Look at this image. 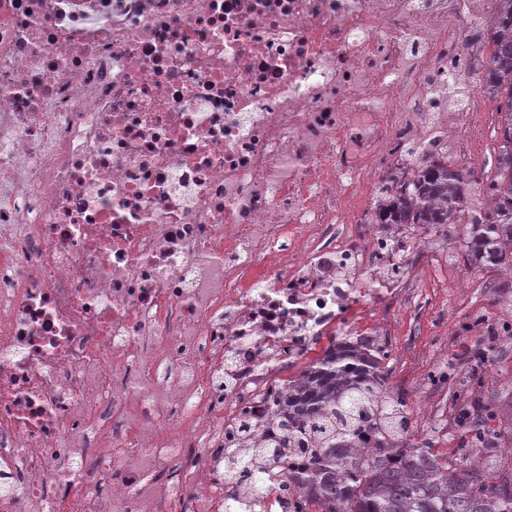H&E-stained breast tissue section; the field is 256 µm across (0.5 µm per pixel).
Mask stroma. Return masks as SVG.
I'll list each match as a JSON object with an SVG mask.
<instances>
[{
    "instance_id": "35a3bbf8",
    "label": "stroma",
    "mask_w": 512,
    "mask_h": 512,
    "mask_svg": "<svg viewBox=\"0 0 512 512\" xmlns=\"http://www.w3.org/2000/svg\"><path fill=\"white\" fill-rule=\"evenodd\" d=\"M425 239L435 262L432 275L449 282L454 267L463 263L464 236L443 226L428 230ZM506 311L512 312V272L495 273L487 285L478 268L470 287L459 289L451 303L436 297L426 306L397 308L385 337L391 350L386 388L406 398L413 441L430 443L441 454L461 445L463 434L454 424L452 407L467 392L512 414V342L493 334ZM480 348L487 359L477 371L451 370L452 360ZM445 369L451 372L449 381H433V373Z\"/></svg>"
}]
</instances>
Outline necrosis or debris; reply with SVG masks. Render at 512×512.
<instances>
[{
  "label": "necrosis or debris",
  "instance_id": "necrosis-or-debris-1",
  "mask_svg": "<svg viewBox=\"0 0 512 512\" xmlns=\"http://www.w3.org/2000/svg\"><path fill=\"white\" fill-rule=\"evenodd\" d=\"M494 7L0 0V512H288L224 460L427 273L377 187L410 142L475 167L489 100L431 90Z\"/></svg>",
  "mask_w": 512,
  "mask_h": 512
}]
</instances>
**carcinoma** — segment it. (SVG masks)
Returning a JSON list of instances; mask_svg holds the SVG:
<instances>
[{"mask_svg":"<svg viewBox=\"0 0 512 512\" xmlns=\"http://www.w3.org/2000/svg\"><path fill=\"white\" fill-rule=\"evenodd\" d=\"M491 27L492 52L478 73L479 87L500 98V146L489 177L453 167L440 153H424L410 185L377 212L380 224H417L423 228L466 224L463 261L468 267L512 269V0H496ZM477 185L492 196L488 208L470 203ZM383 344L331 341L323 356L288 382L279 403L280 430L268 435L254 455L274 459L282 448L298 449L310 475L303 491L290 483L281 490L294 499L292 512H512V453L502 439L509 428H487L485 420L503 421L497 408L463 398L454 405L455 422L471 434L453 457L420 448L411 441L404 397L385 387ZM381 440L375 456L362 455L358 440ZM243 454L227 460L224 475L251 481L252 492L266 493L252 477Z\"/></svg>","mask_w":512,"mask_h":512,"instance_id":"cac0c4a2","label":"carcinoma"}]
</instances>
